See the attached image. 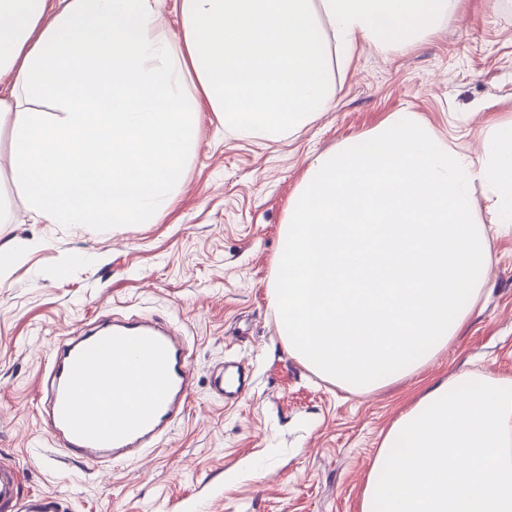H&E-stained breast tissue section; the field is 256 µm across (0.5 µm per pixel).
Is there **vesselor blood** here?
Here are the masks:
<instances>
[{"mask_svg": "<svg viewBox=\"0 0 512 512\" xmlns=\"http://www.w3.org/2000/svg\"><path fill=\"white\" fill-rule=\"evenodd\" d=\"M247 379L222 368L212 386L242 392ZM191 368L179 337L152 320L102 327L62 349L49 372L48 433L95 462H122L154 447L191 397ZM19 469L0 460V512H59L49 494L22 495Z\"/></svg>", "mask_w": 512, "mask_h": 512, "instance_id": "b4317fda", "label": "vessel or blood"}]
</instances>
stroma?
<instances>
[{"mask_svg": "<svg viewBox=\"0 0 512 512\" xmlns=\"http://www.w3.org/2000/svg\"><path fill=\"white\" fill-rule=\"evenodd\" d=\"M427 40L360 44L336 73V104L277 144L243 138L201 107L198 144L152 224L34 223L0 132V246L28 250L0 276V458L61 512H359L383 433L431 380L467 370L512 378V226L491 221L492 187L472 186L489 243L480 298L463 330L423 368L367 394L346 392L288 354L270 291L288 206L311 159L411 112L468 161L512 121V0H462ZM151 317L184 336L187 410L154 450L121 464L65 460L43 419L60 341L101 317ZM238 361L249 389L211 392Z\"/></svg>", "mask_w": 512, "mask_h": 512, "instance_id": "35a3bbf8", "label": "stroma"}]
</instances>
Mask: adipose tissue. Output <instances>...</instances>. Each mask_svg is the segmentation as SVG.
Returning a JSON list of instances; mask_svg holds the SVG:
<instances>
[{"label": "adipose tissue", "mask_w": 512, "mask_h": 512, "mask_svg": "<svg viewBox=\"0 0 512 512\" xmlns=\"http://www.w3.org/2000/svg\"><path fill=\"white\" fill-rule=\"evenodd\" d=\"M462 0H0V128L35 219L151 224L176 194L200 103L275 144L333 106L365 40L401 47ZM359 512H512V378L429 383L383 435ZM179 3L180 0H163L160 13V24L168 32L174 46L180 44L177 40L182 31Z\"/></svg>", "instance_id": "obj_1"}]
</instances>
